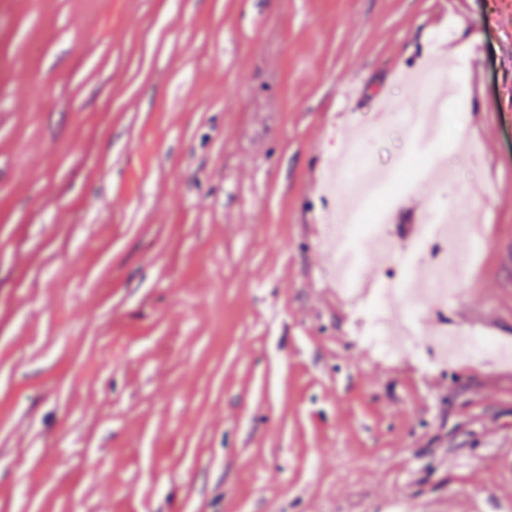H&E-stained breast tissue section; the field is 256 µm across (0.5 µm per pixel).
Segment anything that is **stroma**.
<instances>
[{"label":"stroma","mask_w":512,"mask_h":512,"mask_svg":"<svg viewBox=\"0 0 512 512\" xmlns=\"http://www.w3.org/2000/svg\"><path fill=\"white\" fill-rule=\"evenodd\" d=\"M445 85L438 141L378 133ZM352 129L392 224L487 226L399 317L512 346V0H0V512L512 501V363L384 356L328 288L308 233L350 197L316 177ZM352 247L365 279L414 256Z\"/></svg>","instance_id":"1"}]
</instances>
